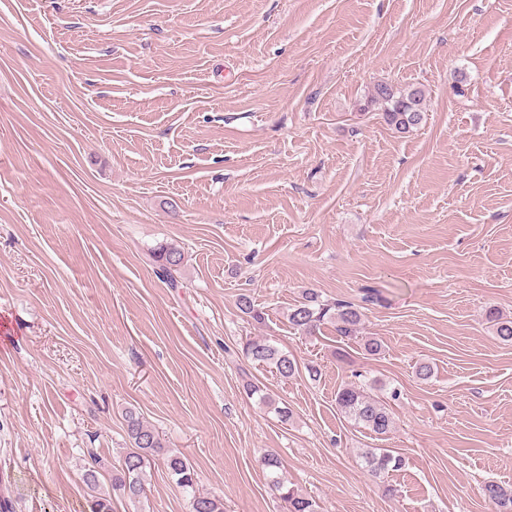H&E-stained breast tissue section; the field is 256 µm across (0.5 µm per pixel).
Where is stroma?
Listing matches in <instances>:
<instances>
[{
  "label": "stroma",
  "mask_w": 512,
  "mask_h": 512,
  "mask_svg": "<svg viewBox=\"0 0 512 512\" xmlns=\"http://www.w3.org/2000/svg\"><path fill=\"white\" fill-rule=\"evenodd\" d=\"M383 81L423 85L413 132L368 106ZM161 243L184 253L180 287L154 272ZM309 288L361 305L360 338L292 329ZM491 307L512 317V0H0L13 512H85L91 464L110 492L129 408L227 512H285L267 448L318 512H493L482 485L512 487V343ZM249 338L299 374L244 359ZM359 374L386 385L385 439L336 407ZM379 447L402 469L370 476L359 452ZM145 484L113 512H189L162 465Z\"/></svg>",
  "instance_id": "stroma-1"
}]
</instances>
